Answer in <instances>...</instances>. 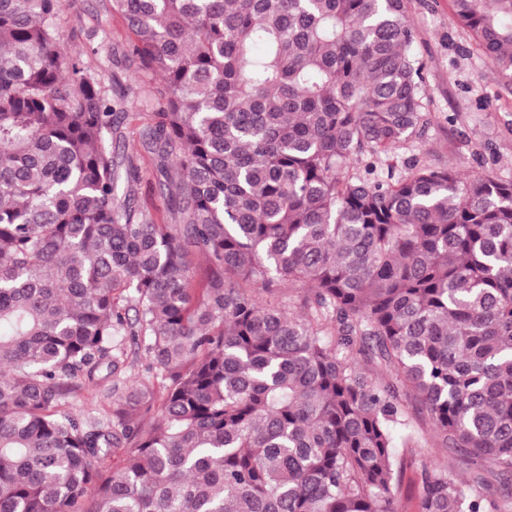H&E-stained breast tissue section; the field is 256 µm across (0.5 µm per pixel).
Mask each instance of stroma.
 Returning a JSON list of instances; mask_svg holds the SVG:
<instances>
[{"mask_svg":"<svg viewBox=\"0 0 512 512\" xmlns=\"http://www.w3.org/2000/svg\"><path fill=\"white\" fill-rule=\"evenodd\" d=\"M407 16L423 66V104L430 124L399 149L397 174H406L407 161L415 159L463 176L488 173L512 179V79L494 71L476 51L472 36L456 24L450 0H408ZM56 23L66 50L104 80L112 105L128 109L121 133L137 171L136 202L157 223H169L155 156L140 138L151 115L138 104L150 96L156 80L129 57L131 33L125 19L113 10L112 0H64ZM400 455L396 512H420L425 470L443 469L449 477L464 479L473 469L472 463L431 443L401 449Z\"/></svg>","mask_w":512,"mask_h":512,"instance_id":"obj_1","label":"stroma"}]
</instances>
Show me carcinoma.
<instances>
[{"instance_id":"1","label":"carcinoma","mask_w":512,"mask_h":512,"mask_svg":"<svg viewBox=\"0 0 512 512\" xmlns=\"http://www.w3.org/2000/svg\"><path fill=\"white\" fill-rule=\"evenodd\" d=\"M452 5L511 79L512 0ZM113 8L172 224L62 0H0V512H395L414 401L481 462L425 471L421 512H512V180L378 168L429 125L407 0ZM108 380L112 413L68 409Z\"/></svg>"}]
</instances>
